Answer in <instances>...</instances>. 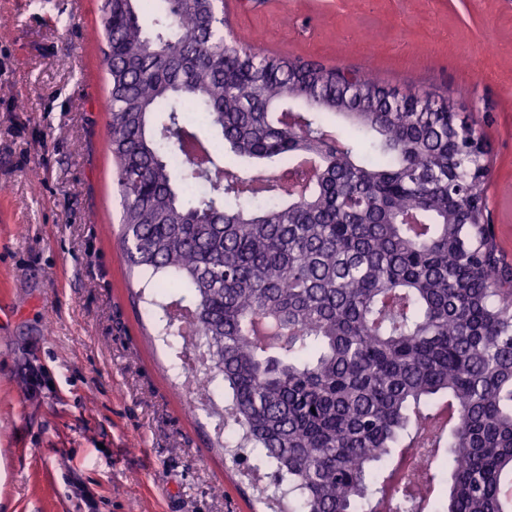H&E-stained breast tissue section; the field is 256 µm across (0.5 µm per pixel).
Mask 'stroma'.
Returning <instances> with one entry per match:
<instances>
[{
	"instance_id": "35a3bbf8",
	"label": "stroma",
	"mask_w": 512,
	"mask_h": 512,
	"mask_svg": "<svg viewBox=\"0 0 512 512\" xmlns=\"http://www.w3.org/2000/svg\"><path fill=\"white\" fill-rule=\"evenodd\" d=\"M99 0H0V512H268L256 454L185 409L183 342L154 335L118 242ZM233 36L276 57L454 98L487 142L512 266V0H237Z\"/></svg>"
}]
</instances>
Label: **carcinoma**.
Masks as SVG:
<instances>
[{"label":"carcinoma","mask_w":512,"mask_h":512,"mask_svg":"<svg viewBox=\"0 0 512 512\" xmlns=\"http://www.w3.org/2000/svg\"><path fill=\"white\" fill-rule=\"evenodd\" d=\"M148 2L100 4L119 242L144 285L187 292L159 333L205 350L192 392L224 384L288 512H376L394 448L433 452L388 512H512V269L455 101L259 53L224 0H163L150 34Z\"/></svg>","instance_id":"1"}]
</instances>
